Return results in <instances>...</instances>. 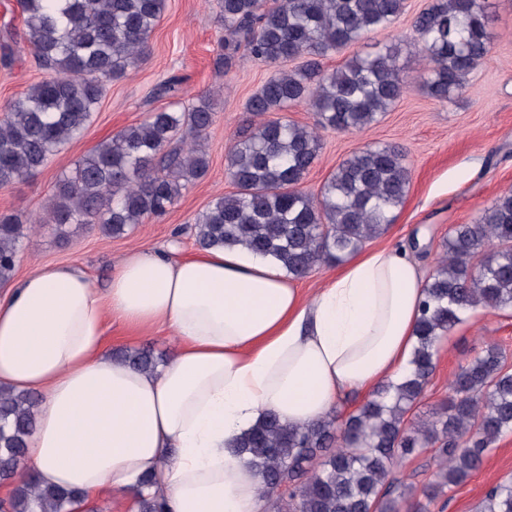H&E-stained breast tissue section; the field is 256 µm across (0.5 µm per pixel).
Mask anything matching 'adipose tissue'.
Listing matches in <instances>:
<instances>
[{
	"mask_svg": "<svg viewBox=\"0 0 512 512\" xmlns=\"http://www.w3.org/2000/svg\"><path fill=\"white\" fill-rule=\"evenodd\" d=\"M426 282L377 247L310 296L274 260L238 247L177 259L130 249L105 289L82 267H36L0 299V385L42 396L25 473L98 496L153 475L170 512H266L236 455L266 412L314 423L337 397L401 379ZM178 340L148 374L113 360L106 322Z\"/></svg>",
	"mask_w": 512,
	"mask_h": 512,
	"instance_id": "adipose-tissue-1",
	"label": "adipose tissue"
}]
</instances>
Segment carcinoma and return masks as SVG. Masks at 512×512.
Here are the masks:
<instances>
[{"label": "carcinoma", "instance_id": "cac0c4a2", "mask_svg": "<svg viewBox=\"0 0 512 512\" xmlns=\"http://www.w3.org/2000/svg\"><path fill=\"white\" fill-rule=\"evenodd\" d=\"M22 41L48 77L29 86L0 115V188L21 183L59 149L81 137L107 83L138 68L150 50L164 0H17ZM405 0H222L224 71L240 51L274 67L245 104L246 122L226 154L235 191L212 199L194 218L201 250L241 246L278 260L300 279L321 264L340 263L394 223L410 186L401 149L369 146L340 163L318 194L301 184L318 160L322 130L360 131L411 87L398 65V47L355 55L328 69L324 59L392 26ZM487 0H433L414 22L410 44L424 61L428 94L451 102L490 53ZM295 63L288 69L285 64ZM308 104L317 126L272 112ZM214 94L182 108L149 113L97 144L57 181L35 224L0 214V282L9 281L35 225L60 238L71 225L94 226L117 237L131 226L164 216L182 190L204 177L202 140L215 116ZM512 309V193L498 197L473 224L448 230L426 283L418 346L400 384L379 385L341 421L288 426L277 414L237 443V453L261 476L268 512H427L414 485L393 471L427 448L435 452L430 499L463 484L486 451L512 433V371L489 346L461 367L448 401L425 417L409 414L432 375L438 344L477 308ZM114 358L155 372L163 358L149 350H121ZM39 398L0 387V482L13 485L0 512H68L77 490L41 487L21 472ZM138 512H166L164 494L144 475ZM483 512H512V483L487 495Z\"/></svg>", "mask_w": 512, "mask_h": 512}]
</instances>
